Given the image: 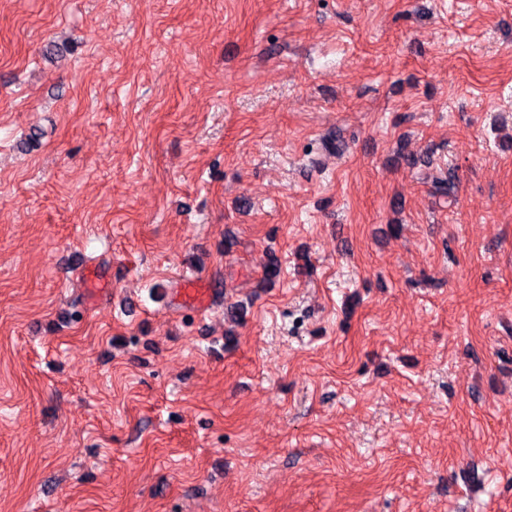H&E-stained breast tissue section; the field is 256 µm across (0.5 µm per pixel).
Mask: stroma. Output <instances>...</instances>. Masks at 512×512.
Listing matches in <instances>:
<instances>
[{"label":"stroma","instance_id":"obj_1","mask_svg":"<svg viewBox=\"0 0 512 512\" xmlns=\"http://www.w3.org/2000/svg\"><path fill=\"white\" fill-rule=\"evenodd\" d=\"M0 512H512V0H0Z\"/></svg>","mask_w":512,"mask_h":512}]
</instances>
